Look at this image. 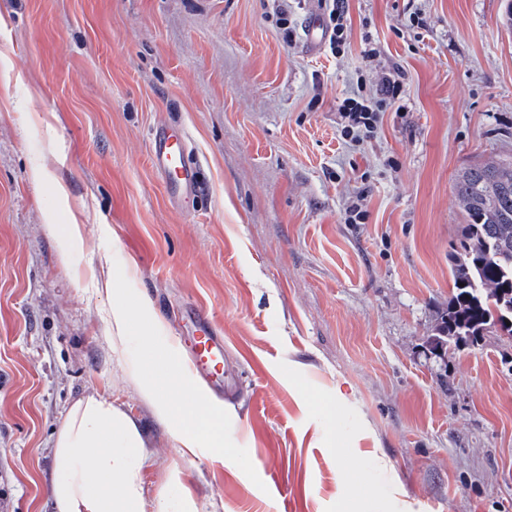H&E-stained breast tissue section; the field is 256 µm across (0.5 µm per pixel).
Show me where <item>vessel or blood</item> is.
<instances>
[{
  "label": "vessel or blood",
  "instance_id": "vessel-or-blood-1",
  "mask_svg": "<svg viewBox=\"0 0 512 512\" xmlns=\"http://www.w3.org/2000/svg\"><path fill=\"white\" fill-rule=\"evenodd\" d=\"M183 136L168 130H157L151 135L150 159L163 177L172 202L192 192L197 185V172L186 160ZM224 344L213 336L206 324H198L194 336L192 364L195 371L211 382H220L223 373Z\"/></svg>",
  "mask_w": 512,
  "mask_h": 512
}]
</instances>
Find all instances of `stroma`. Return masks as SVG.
<instances>
[{
    "mask_svg": "<svg viewBox=\"0 0 512 512\" xmlns=\"http://www.w3.org/2000/svg\"><path fill=\"white\" fill-rule=\"evenodd\" d=\"M512 0H0V512H52L81 398L139 418L147 504L194 512H512V335L436 346L466 167L512 158ZM403 73L374 139L357 80ZM180 126L199 191L173 208L149 135ZM48 178L35 180L36 170ZM359 199L363 222L344 210ZM78 224L79 255L50 231ZM178 344L224 338V452L176 447L114 346L126 268ZM321 6L326 10L330 22L329 45L339 53V47L346 44L347 32L350 31L352 21L348 0H320ZM379 85L372 86L368 92L358 85L357 92L344 98L338 106L341 119L344 121L343 136L352 144L360 141L376 129L381 120L380 113L386 104L395 101L401 93L402 73L394 71Z\"/></svg>",
    "mask_w": 512,
    "mask_h": 512,
    "instance_id": "1",
    "label": "stroma"
}]
</instances>
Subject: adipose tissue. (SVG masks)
I'll list each match as a JSON object with an SVG mask.
<instances>
[{
	"label": "adipose tissue",
	"mask_w": 512,
	"mask_h": 512,
	"mask_svg": "<svg viewBox=\"0 0 512 512\" xmlns=\"http://www.w3.org/2000/svg\"><path fill=\"white\" fill-rule=\"evenodd\" d=\"M133 280L129 269L118 276L107 331L123 343L132 327L140 326L142 345L128 360L140 396L180 447L222 451L223 405L202 402L203 390L176 363L174 345H155L160 326L150 303L133 289ZM173 392L178 395L174 403L169 400ZM145 448L137 423L112 402L94 396L77 401L55 442L56 512H145Z\"/></svg>",
	"instance_id": "1"
}]
</instances>
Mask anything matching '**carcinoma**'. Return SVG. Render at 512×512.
Instances as JSON below:
<instances>
[{"label": "carcinoma", "mask_w": 512, "mask_h": 512, "mask_svg": "<svg viewBox=\"0 0 512 512\" xmlns=\"http://www.w3.org/2000/svg\"><path fill=\"white\" fill-rule=\"evenodd\" d=\"M467 230L454 260V296L438 345L478 341L492 325L512 334V159L479 163L456 178Z\"/></svg>", "instance_id": "obj_1"}]
</instances>
